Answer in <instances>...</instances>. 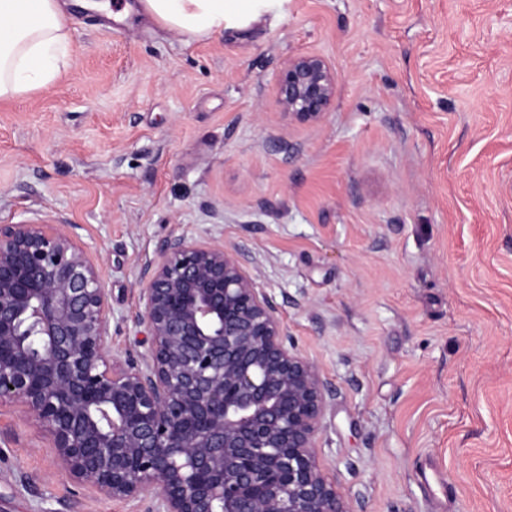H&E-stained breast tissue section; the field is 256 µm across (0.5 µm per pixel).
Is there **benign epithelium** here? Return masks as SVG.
Returning <instances> with one entry per match:
<instances>
[{
  "label": "benign epithelium",
  "instance_id": "7a95c632",
  "mask_svg": "<svg viewBox=\"0 0 512 512\" xmlns=\"http://www.w3.org/2000/svg\"><path fill=\"white\" fill-rule=\"evenodd\" d=\"M337 82L324 57L290 56L277 105L320 124ZM143 279L149 349L121 362L70 225L0 224V408L34 419L72 479L141 512H354L315 457L318 373L240 254L171 237Z\"/></svg>",
  "mask_w": 512,
  "mask_h": 512
}]
</instances>
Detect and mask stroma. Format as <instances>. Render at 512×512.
<instances>
[{"label":"stroma","instance_id":"obj_1","mask_svg":"<svg viewBox=\"0 0 512 512\" xmlns=\"http://www.w3.org/2000/svg\"><path fill=\"white\" fill-rule=\"evenodd\" d=\"M70 50L54 87L0 103V224L72 225L113 357L146 350L163 241L222 242L324 383L316 454L355 512H512V0H290L200 40L79 9ZM297 53L338 75L315 126L276 103ZM65 503L136 510L0 408V512Z\"/></svg>","mask_w":512,"mask_h":512}]
</instances>
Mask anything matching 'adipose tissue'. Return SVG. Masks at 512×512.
<instances>
[{
	"label": "adipose tissue",
	"mask_w": 512,
	"mask_h": 512,
	"mask_svg": "<svg viewBox=\"0 0 512 512\" xmlns=\"http://www.w3.org/2000/svg\"><path fill=\"white\" fill-rule=\"evenodd\" d=\"M288 0H139V15L190 39L241 32L281 16ZM130 7H121L127 17ZM66 0H0V100L49 88L70 58Z\"/></svg>",
	"instance_id": "1"
}]
</instances>
